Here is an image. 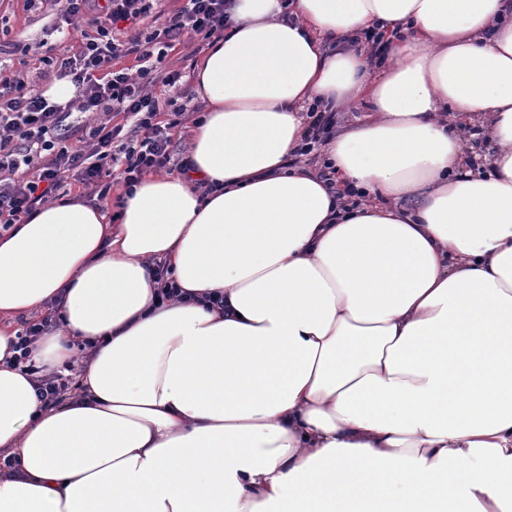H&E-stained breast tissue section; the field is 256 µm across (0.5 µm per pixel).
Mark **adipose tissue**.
<instances>
[{
    "label": "adipose tissue",
    "mask_w": 512,
    "mask_h": 512,
    "mask_svg": "<svg viewBox=\"0 0 512 512\" xmlns=\"http://www.w3.org/2000/svg\"><path fill=\"white\" fill-rule=\"evenodd\" d=\"M228 12L181 171L0 233V512H512V0ZM363 112H366V110L359 109L354 110L352 112H335L336 113V129L345 127L347 125H350L354 123L357 118H360L363 114ZM335 113L333 112H320L317 111V107L315 105L309 106L306 114L312 121L311 128H312V134L309 138V142L305 144V147L301 149L300 154L301 155H309L306 160L308 163H315L318 158L315 161L310 162L308 158L312 157V153L316 149V144L319 141V135L320 133H324L325 131L329 130L330 128H333L334 126V117ZM316 154V153H313ZM38 319L37 317H30L27 320H23L21 323L22 333L18 334L17 344L14 346V349L20 351L19 356H15L17 362L22 361H31L29 346L31 345L33 338L35 336L41 335L43 331L44 324L43 323H34L30 325L27 329L28 322ZM26 329V330H25ZM25 330V332H23ZM39 381L41 397L47 407L61 401L69 389V380L61 375H42Z\"/></svg>",
    "instance_id": "ef3b65f1"
}]
</instances>
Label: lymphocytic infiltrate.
<instances>
[{"mask_svg": "<svg viewBox=\"0 0 512 512\" xmlns=\"http://www.w3.org/2000/svg\"><path fill=\"white\" fill-rule=\"evenodd\" d=\"M90 0H66L61 20L67 29L89 28L79 54L43 57L57 79L71 82L75 96L61 103L39 85L0 77V230L21 223L71 178L106 200L108 178L121 172L125 184L170 169L172 131L178 119L161 121L184 93L182 72L163 62L185 31L211 43L224 36L226 0H186L168 13L162 28L131 34L151 10L150 0H108L94 10ZM135 55L136 75L115 68ZM99 112L106 120L79 129L76 144L64 134L72 112Z\"/></svg>", "mask_w": 512, "mask_h": 512, "instance_id": "lymphocytic-infiltrate-1", "label": "lymphocytic infiltrate"}]
</instances>
